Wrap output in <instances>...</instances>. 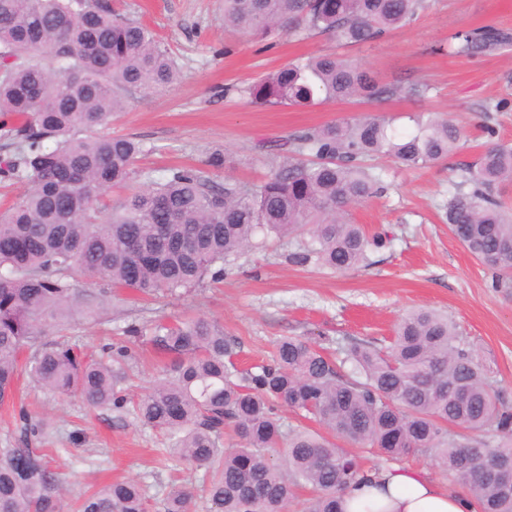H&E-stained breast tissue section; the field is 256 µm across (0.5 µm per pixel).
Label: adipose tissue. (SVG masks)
I'll use <instances>...</instances> for the list:
<instances>
[{
  "mask_svg": "<svg viewBox=\"0 0 512 512\" xmlns=\"http://www.w3.org/2000/svg\"><path fill=\"white\" fill-rule=\"evenodd\" d=\"M344 512H474L472 499L453 492L424 472L397 466L366 472L349 488Z\"/></svg>",
  "mask_w": 512,
  "mask_h": 512,
  "instance_id": "obj_1",
  "label": "adipose tissue"
}]
</instances>
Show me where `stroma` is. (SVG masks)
I'll return each mask as SVG.
<instances>
[{
    "label": "stroma",
    "instance_id": "obj_1",
    "mask_svg": "<svg viewBox=\"0 0 512 512\" xmlns=\"http://www.w3.org/2000/svg\"><path fill=\"white\" fill-rule=\"evenodd\" d=\"M146 25L181 69L173 89L131 100L109 133L139 141L136 169L156 175L177 165H201L224 154L216 182L257 184L289 135L367 114L404 116L435 112L462 131L459 148L425 169L408 170L382 160L389 189L350 211L368 233L382 232L386 248L368 253L345 272L292 262L299 238L270 239L226 268L218 283L204 282L178 298L98 306L60 316L61 333L84 354L100 357L109 343L126 345L132 394L146 393L162 375L161 357L144 338L125 335L128 325L151 328L187 316H204L234 342L238 366L267 361L278 340L298 336L342 356L357 342L387 343L400 317L428 307L456 322L480 362L512 404V296L492 286V274L448 231L443 205L458 167L475 161L491 141L512 143V48L478 57L449 54L450 33L488 24L512 31V0H428L408 26L365 46H342L326 35L286 34L253 40L225 26L223 0H112ZM351 59L384 84L429 86L427 96L400 94L374 103L336 102L312 107H264L227 87L260 78L311 55ZM492 133H485L483 123ZM39 422L43 449L61 469L69 493L65 510L103 483L135 478L149 485V512H161L172 481L193 485L198 469L161 452L162 436L133 419L130 409L94 408L58 397L21 375L12 404L0 405V448L20 436L19 411Z\"/></svg>",
    "mask_w": 512,
    "mask_h": 512
}]
</instances>
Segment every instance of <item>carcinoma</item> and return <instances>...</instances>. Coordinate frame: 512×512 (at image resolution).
<instances>
[{
    "label": "carcinoma",
    "instance_id": "cac0c4a2",
    "mask_svg": "<svg viewBox=\"0 0 512 512\" xmlns=\"http://www.w3.org/2000/svg\"><path fill=\"white\" fill-rule=\"evenodd\" d=\"M426 0H224V24L263 37L283 27L326 34L345 46L382 38L411 23ZM512 43L493 26L455 32L448 49L476 56ZM180 78L174 57L138 19L109 0H0V123L14 152L3 182L31 187L0 213V404L14 394L25 350L49 320L74 307L94 313L98 296L84 276L143 298L179 296L256 248L258 234L306 237L296 264L344 272L363 263L386 235H367L349 208L387 190L369 161L390 158L430 167L459 147L461 130L431 112L365 115L306 129L288 139L290 156L249 186L219 184L207 171L176 167L160 178L134 168L135 140L97 132L126 109ZM428 87L378 82L336 55L291 62L266 77L226 89L268 107L327 101L377 102ZM512 184V145L496 143L459 168L444 206L448 231L512 291V217L499 195ZM129 192L117 203L106 191ZM168 358L166 377L133 405L134 419L162 432L179 461L205 469L195 488L176 487L163 512H288L295 488L310 489L304 512H342L340 498L364 474L332 438L369 445L390 460L429 457L466 485L480 512H512V407L448 317L418 309L400 320L387 347L356 343L335 363L314 343L284 337L272 358L239 370L234 340L201 317L156 324L146 337ZM125 352L112 362L69 343L37 349L30 372L48 391L96 408L127 404ZM319 425L283 429L278 407ZM236 447L221 448L224 430ZM66 479L41 448H0V512H63ZM135 479L86 492L77 512H146Z\"/></svg>",
    "mask_w": 512,
    "mask_h": 512
}]
</instances>
